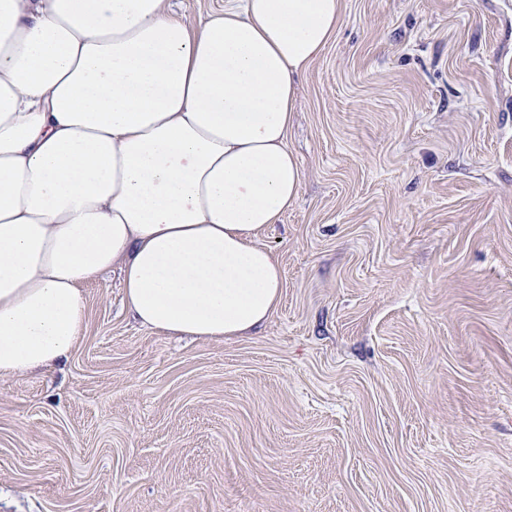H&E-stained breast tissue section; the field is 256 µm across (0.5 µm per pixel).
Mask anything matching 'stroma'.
<instances>
[{"label": "stroma", "instance_id": "obj_1", "mask_svg": "<svg viewBox=\"0 0 512 512\" xmlns=\"http://www.w3.org/2000/svg\"><path fill=\"white\" fill-rule=\"evenodd\" d=\"M288 147L269 320L87 284L69 360L0 380V512H512V0H343Z\"/></svg>", "mask_w": 512, "mask_h": 512}]
</instances>
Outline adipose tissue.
Listing matches in <instances>:
<instances>
[{
    "label": "adipose tissue",
    "mask_w": 512,
    "mask_h": 512,
    "mask_svg": "<svg viewBox=\"0 0 512 512\" xmlns=\"http://www.w3.org/2000/svg\"><path fill=\"white\" fill-rule=\"evenodd\" d=\"M342 0H0V378L66 360L85 284L119 268L131 315L200 340L275 311L260 245L297 199L299 79ZM170 2L178 15L194 24L224 8V0H171Z\"/></svg>",
    "instance_id": "obj_1"
}]
</instances>
